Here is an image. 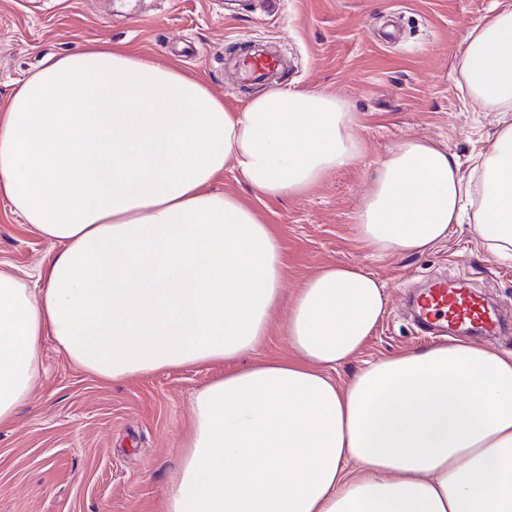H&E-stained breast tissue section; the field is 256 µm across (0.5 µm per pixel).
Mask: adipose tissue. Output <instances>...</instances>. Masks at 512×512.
Wrapping results in <instances>:
<instances>
[{
    "instance_id": "ef3b65f1",
    "label": "adipose tissue",
    "mask_w": 512,
    "mask_h": 512,
    "mask_svg": "<svg viewBox=\"0 0 512 512\" xmlns=\"http://www.w3.org/2000/svg\"><path fill=\"white\" fill-rule=\"evenodd\" d=\"M467 40L471 98L512 112V0ZM357 125L343 98L304 89L232 112L175 62L118 47L47 58L0 119V197L61 246L38 287L0 270V426L48 337L106 384L253 351L280 299L282 244L208 185L228 168L257 197L300 195L357 160ZM474 162L475 230L512 258V123ZM471 186L448 150L405 140L379 163L357 234L381 255L424 254ZM386 303L359 267L308 276L283 326L290 358L194 395L165 512H512V352L434 344L337 384Z\"/></svg>"
}]
</instances>
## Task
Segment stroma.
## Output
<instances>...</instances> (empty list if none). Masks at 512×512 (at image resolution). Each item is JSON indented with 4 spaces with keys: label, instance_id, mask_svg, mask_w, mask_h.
I'll use <instances>...</instances> for the list:
<instances>
[{
    "label": "stroma",
    "instance_id": "obj_1",
    "mask_svg": "<svg viewBox=\"0 0 512 512\" xmlns=\"http://www.w3.org/2000/svg\"><path fill=\"white\" fill-rule=\"evenodd\" d=\"M498 0H0V112L50 55L108 43L177 62L239 110L264 92L242 89L224 59L254 44L287 61L279 86L320 90L356 112L362 153L304 194L260 199L225 170L212 191L239 197L283 246V305L267 338L238 360L244 368L287 357L280 328L288 302L327 264H356L384 286L386 312L362 352L336 371L345 382L368 361L422 349L436 339L415 321L413 293L463 282L512 319V261L477 235L476 200L448 241L418 256L378 255L357 236L354 216L379 162L408 138L448 149L470 169L500 118L470 100L453 68L469 31ZM59 247L0 199V268L27 283ZM228 365H192L102 384L45 339L29 402L0 429V512H164V494L188 429L190 401Z\"/></svg>",
    "mask_w": 512,
    "mask_h": 512
}]
</instances>
